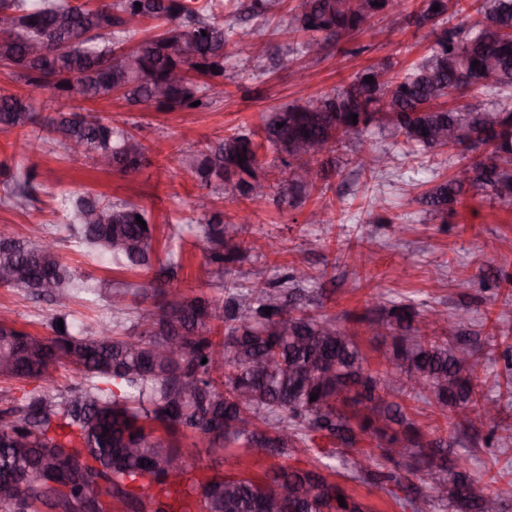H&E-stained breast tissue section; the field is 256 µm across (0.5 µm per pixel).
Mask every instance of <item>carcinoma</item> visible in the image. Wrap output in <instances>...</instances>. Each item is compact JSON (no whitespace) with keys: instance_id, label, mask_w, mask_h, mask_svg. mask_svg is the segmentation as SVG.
Wrapping results in <instances>:
<instances>
[{"instance_id":"1","label":"carcinoma","mask_w":512,"mask_h":512,"mask_svg":"<svg viewBox=\"0 0 512 512\" xmlns=\"http://www.w3.org/2000/svg\"><path fill=\"white\" fill-rule=\"evenodd\" d=\"M402 2L299 0L288 11V32L305 37L295 52L306 55L311 44L322 52L376 16L400 27L410 19ZM460 2L423 0L415 23L438 27L440 34L403 75L391 74L388 64L370 65L333 94L265 113L262 141L237 131L203 150L186 151L182 166L207 188L261 204L268 194H251L242 174L258 175L265 146L278 152L307 137L327 144L330 153L349 135L371 127L403 136L412 149L433 151L448 146L436 138L437 129L460 126L469 137L492 144V151L468 164L466 181L441 180L421 194L420 203L432 213L444 212L468 185L511 205L512 0H473L479 19L446 27L448 12ZM213 7L212 0H113L104 7L91 0H0V14L12 20L0 35V66L58 100L76 93L88 100L117 95L170 110L189 109L196 101L207 107L213 97L196 76H224V46L233 33V27L207 20ZM285 9L286 0H251L246 6L261 22ZM131 17L156 21L157 31L126 50L125 37L136 28L128 23ZM369 76L371 83L365 82ZM475 88L488 90L486 103L448 106V99ZM364 112H392L394 119L353 124L350 116ZM30 126L97 166L107 156L125 173L147 161L137 136L107 117L60 103L55 115L42 118L29 99L1 92L0 131ZM284 167L282 204L295 203L326 177L325 163L316 156ZM11 180L5 197L24 209L34 198L33 176L19 170ZM138 215L145 213L128 201L79 196L69 209L68 229L113 263L145 269L154 256L152 227L136 222ZM243 230L244 224H228L218 213L206 221L212 268L205 284L224 280L230 265L240 261ZM310 279L295 269L278 290L262 283L242 290L231 281L221 302L181 292L167 300L160 287L156 294L163 300L122 334L112 326L130 315L124 298L139 295L137 288L113 293L110 314L116 322L90 334L66 323L60 327L55 317L52 336H33L0 318V378L34 383L0 409V488L12 485L10 493L0 492V512H71L84 500L93 501L95 512H112L114 500L128 512H367L365 504L315 469L282 464L255 479L226 473L220 462L199 467L185 453L173 474L171 455L159 449L174 444L156 435L159 428L170 436L183 429L197 432L214 450L239 445L274 458L291 454L300 430L316 456L342 455L346 478L371 484L405 510L434 512L438 502L444 512H461L458 501L466 490L471 492L466 512H503L501 497L484 491L461 462L450 465L445 449L419 441L399 402L410 386L426 392L427 402L442 411L460 410L463 421L473 411L492 416L493 408L473 397L480 357L435 335L428 322L400 305L390 310L388 323L400 331L387 356L392 369L373 374L334 318L298 306L299 294L288 284ZM2 287L64 308L78 294L98 296L101 284L62 262L52 236L35 245L0 236ZM175 327L182 332L183 352L158 357L157 348ZM66 361L82 372L84 383L54 395L56 373ZM271 429L278 436L271 437ZM368 439L377 441L385 459L391 445L406 441L395 462L405 475L371 471L352 458L367 455L360 445ZM411 476L424 478L432 495L421 493ZM341 495L343 507L337 501Z\"/></svg>"}]
</instances>
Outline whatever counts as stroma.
<instances>
[{
    "instance_id": "obj_1",
    "label": "stroma",
    "mask_w": 512,
    "mask_h": 512,
    "mask_svg": "<svg viewBox=\"0 0 512 512\" xmlns=\"http://www.w3.org/2000/svg\"><path fill=\"white\" fill-rule=\"evenodd\" d=\"M261 30L270 48L265 67L252 68L239 44L229 41L224 49V96L208 108L169 110L131 105L116 97L88 101L72 95L71 105L125 123L143 142L148 162L136 176L98 170L91 160L43 143L29 129L0 131V232L33 242L40 233H52L59 240L62 260L104 286L103 299L89 302L78 296L63 311L49 301L0 288V311H9L17 328L47 336L50 321L60 314L75 330H95L109 315V295L127 284L168 282L190 294L224 299V289L198 279L207 257L199 226L216 211L231 221L248 210L246 252L235 266V281L246 285L259 278L274 284L292 268H306L313 279L304 285L305 298L316 303L318 312L335 317L373 372L385 370L392 339L372 336L369 320L387 317L396 304L410 305L420 316L434 309L451 315L468 310V322L451 318L434 331L450 343L478 351L482 373L475 393L478 399L498 402L496 420L474 414L459 427L423 399L411 397L405 404L422 441L445 440L512 512V441L506 439L512 428V251L500 245L502 238H512V204L488 192L469 191L451 212L436 216L418 203L419 192L409 184L413 178L425 183L454 178L464 160L484 156L485 148L462 156L446 150L414 152L402 138L385 132L354 135L333 151L336 169L329 178L317 181L309 195L292 206L271 201L249 206L227 198L202 188L180 163L181 151L204 147L238 130L259 131L264 113L332 93L370 65L387 63L394 72H404L433 45L431 27L392 31L373 18L321 57L289 55L292 40L285 23L273 19ZM22 137L30 139L31 148L21 156L15 144ZM368 150L391 153L393 167L375 174L360 171L358 159ZM18 168L31 172L39 185L36 200L23 210L6 203L4 195L6 182ZM84 193L140 205L154 227L158 266L142 272L87 254L66 228L70 199ZM317 207L324 208L327 223H308ZM314 237L321 246L312 250L306 241ZM172 252L180 255L181 266L169 281L161 265ZM462 280L470 281V288H459ZM343 470L341 459H334L327 476L340 481L372 512H402L376 487L343 478Z\"/></svg>"
}]
</instances>
